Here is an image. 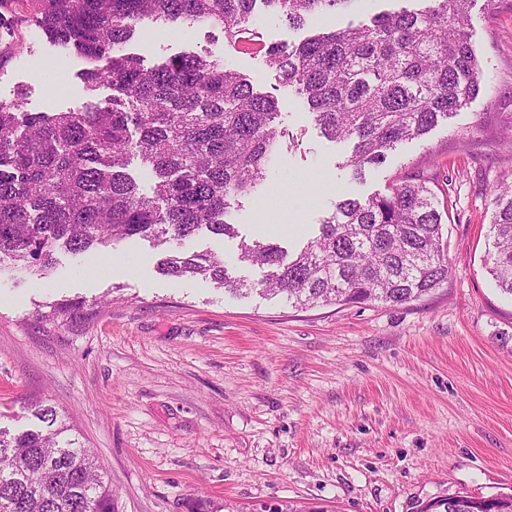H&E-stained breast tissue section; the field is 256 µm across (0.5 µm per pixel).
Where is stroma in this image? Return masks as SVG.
Returning <instances> with one entry per match:
<instances>
[{
  "mask_svg": "<svg viewBox=\"0 0 512 512\" xmlns=\"http://www.w3.org/2000/svg\"><path fill=\"white\" fill-rule=\"evenodd\" d=\"M399 0H353L349 12L303 26L257 16L262 46H228L220 31L145 29L129 50L147 68L182 51H212L278 102L286 136L258 194L232 201L236 237L200 232L187 250L223 253L232 275L240 240L288 253L319 234L346 197L386 191L414 169L432 174L443 214L448 282L403 305L295 308L239 298L197 278L156 270L148 242L102 251L114 268L89 273L91 255L58 251L41 280L0 269V412L41 399L73 425L112 481L118 512H259L266 503L321 512H426L439 499L512 494V299L488 275L496 193L512 185V138L486 144L512 120V0H473L479 94L422 138L353 178L350 144L324 138L313 115L267 62L265 44L293 43ZM62 56L28 22L22 0L0 6V98L26 92L31 112H78L89 94L83 59L64 58L66 91L50 94L35 68ZM108 305L79 330L35 324L38 301Z\"/></svg>",
  "mask_w": 512,
  "mask_h": 512,
  "instance_id": "obj_1",
  "label": "stroma"
}]
</instances>
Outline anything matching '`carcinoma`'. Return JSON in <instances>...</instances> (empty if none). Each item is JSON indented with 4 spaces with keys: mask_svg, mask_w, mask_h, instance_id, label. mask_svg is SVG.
Returning a JSON list of instances; mask_svg holds the SVG:
<instances>
[{
    "mask_svg": "<svg viewBox=\"0 0 512 512\" xmlns=\"http://www.w3.org/2000/svg\"><path fill=\"white\" fill-rule=\"evenodd\" d=\"M36 27L93 64L89 93L117 91L82 112H29L23 93L0 99V264L43 276L56 252L80 255L139 237L162 249L159 274L201 277L235 295L259 290L299 307L380 302L402 305L448 282L443 216L430 176L415 171L386 193L344 198L320 233L293 258L278 243L241 241L238 261L265 270L254 286L229 276L213 250L176 245L207 230L236 236L229 199L254 192L279 147L274 98L209 55L183 52L146 69L128 42L147 25L218 29L228 44L260 39V3L288 25L336 13L351 0H24ZM421 7L350 23L299 43L270 45L269 64L308 105L324 137L352 143L353 177L379 166L401 143L450 118L480 91L471 42V0H420ZM139 159L154 185L145 193L127 171ZM488 273L512 297V191L496 195ZM92 316L77 299L40 305L35 320L73 330ZM40 422L0 427V512H116L98 457L42 400ZM512 512V495H455L436 512Z\"/></svg>",
    "mask_w": 512,
    "mask_h": 512,
    "instance_id": "carcinoma-1",
    "label": "carcinoma"
}]
</instances>
